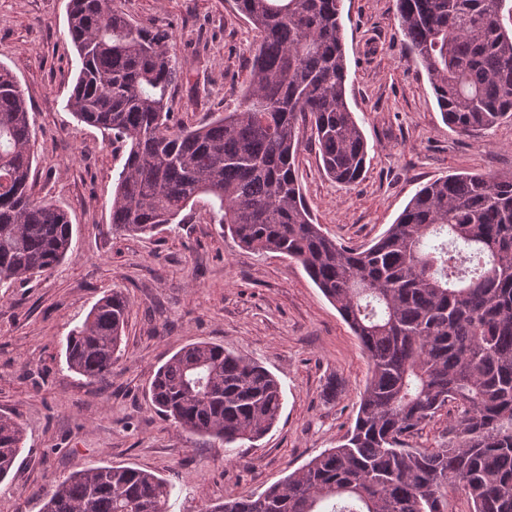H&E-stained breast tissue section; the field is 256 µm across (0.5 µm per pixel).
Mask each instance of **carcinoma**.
Returning a JSON list of instances; mask_svg holds the SVG:
<instances>
[{
    "label": "carcinoma",
    "mask_w": 512,
    "mask_h": 512,
    "mask_svg": "<svg viewBox=\"0 0 512 512\" xmlns=\"http://www.w3.org/2000/svg\"><path fill=\"white\" fill-rule=\"evenodd\" d=\"M341 0H235L257 33L238 105L201 125L175 117L182 66L164 27L134 23L112 0H70L82 61L66 108L127 150L115 178L112 231L152 234L210 197L211 221L242 248L301 264L358 337L370 372L354 425L258 495L207 512H445L453 482L472 512H512V177L454 174L423 186L366 247L314 223L296 177L310 125L327 175L352 186L368 144L346 98ZM397 20L448 126L462 134L512 119L509 0H397ZM33 123L13 72L0 65V287L39 276L72 250L67 214L33 195ZM129 300L100 298L65 342L88 382L121 356ZM155 409L224 443L263 437L283 390L264 366L211 342L189 344L150 383ZM448 439H406L442 411ZM25 433L0 415V480ZM173 488L138 468L72 472L42 512H169Z\"/></svg>",
    "instance_id": "cac0c4a2"
}]
</instances>
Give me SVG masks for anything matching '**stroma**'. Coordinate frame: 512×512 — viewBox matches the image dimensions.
Returning <instances> with one entry per match:
<instances>
[{
  "label": "stroma",
  "mask_w": 512,
  "mask_h": 512,
  "mask_svg": "<svg viewBox=\"0 0 512 512\" xmlns=\"http://www.w3.org/2000/svg\"><path fill=\"white\" fill-rule=\"evenodd\" d=\"M68 2L0 0V64L13 71L35 124L33 194L73 225L63 263L0 296V414L25 431L0 482V512H40L60 476L107 464L170 482L169 512L262 493L336 446L356 417L367 356L303 268L238 246L210 222L208 197L175 231L113 232L114 178L126 151L65 107L81 67L67 34ZM115 3L135 22L171 28L183 66L175 110L186 123L236 107L256 34L233 0ZM341 23L347 100L370 151L362 178L346 187L326 175L318 147L303 137L298 181L325 233L366 245L428 182L461 172L512 177V121L482 135L448 127L398 25L396 0H342ZM115 289L131 300L125 352L108 378L90 383L67 370L65 337ZM200 341L257 360L279 379L282 414L254 447L225 453L156 413L155 371Z\"/></svg>",
  "instance_id": "obj_1"
}]
</instances>
